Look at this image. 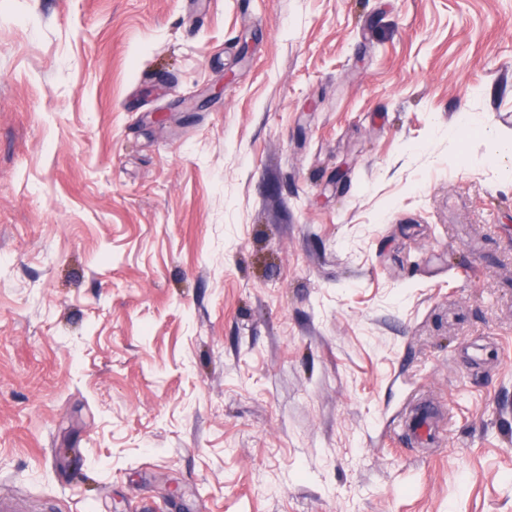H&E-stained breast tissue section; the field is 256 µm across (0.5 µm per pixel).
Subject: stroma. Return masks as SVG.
Wrapping results in <instances>:
<instances>
[{"label":"stroma","instance_id":"stroma-1","mask_svg":"<svg viewBox=\"0 0 512 512\" xmlns=\"http://www.w3.org/2000/svg\"><path fill=\"white\" fill-rule=\"evenodd\" d=\"M492 138L512 0H0V494L512 512Z\"/></svg>","mask_w":512,"mask_h":512}]
</instances>
